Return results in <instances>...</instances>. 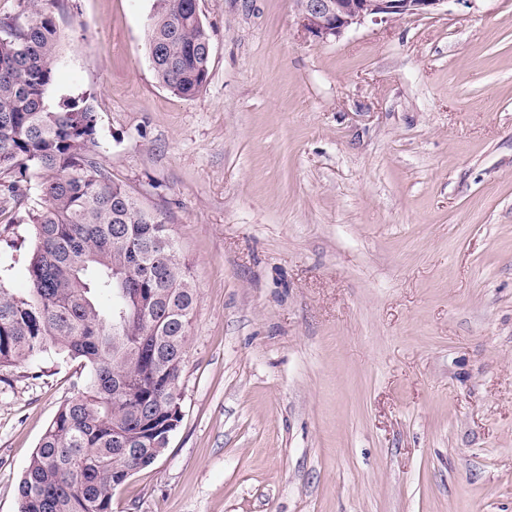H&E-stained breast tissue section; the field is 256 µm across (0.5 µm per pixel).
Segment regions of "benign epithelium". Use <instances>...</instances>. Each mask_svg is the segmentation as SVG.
<instances>
[{
    "label": "benign epithelium",
    "instance_id": "obj_1",
    "mask_svg": "<svg viewBox=\"0 0 512 512\" xmlns=\"http://www.w3.org/2000/svg\"><path fill=\"white\" fill-rule=\"evenodd\" d=\"M297 22L316 42L339 38L365 21H397L430 14L447 0H294Z\"/></svg>",
    "mask_w": 512,
    "mask_h": 512
}]
</instances>
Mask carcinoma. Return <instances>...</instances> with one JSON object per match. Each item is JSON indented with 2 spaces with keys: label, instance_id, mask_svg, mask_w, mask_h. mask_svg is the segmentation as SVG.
Wrapping results in <instances>:
<instances>
[{
  "label": "carcinoma",
  "instance_id": "1",
  "mask_svg": "<svg viewBox=\"0 0 512 512\" xmlns=\"http://www.w3.org/2000/svg\"><path fill=\"white\" fill-rule=\"evenodd\" d=\"M49 0L28 21L0 19V208L38 174L28 288L0 285V370L46 354L88 376L41 438L19 482V512H112L113 488L151 466L173 427L197 305L165 219L112 181L90 154L98 116L88 91H58V26ZM210 36L196 0H156L148 54L158 81L192 98L207 84Z\"/></svg>",
  "mask_w": 512,
  "mask_h": 512
}]
</instances>
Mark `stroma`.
Returning a JSON list of instances; mask_svg holds the SVG:
<instances>
[{
  "instance_id": "stroma-1",
  "label": "stroma",
  "mask_w": 512,
  "mask_h": 512,
  "mask_svg": "<svg viewBox=\"0 0 512 512\" xmlns=\"http://www.w3.org/2000/svg\"><path fill=\"white\" fill-rule=\"evenodd\" d=\"M153 4L53 6L58 87L93 92L92 154L198 295L181 420L112 512H512V0L324 43L293 0H199L192 98L148 63ZM86 377L0 371V512Z\"/></svg>"
}]
</instances>
